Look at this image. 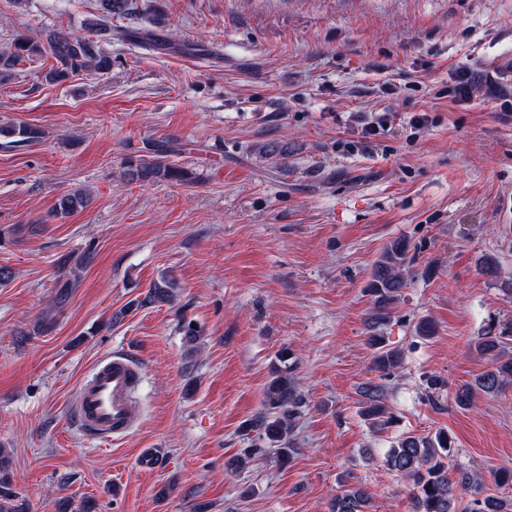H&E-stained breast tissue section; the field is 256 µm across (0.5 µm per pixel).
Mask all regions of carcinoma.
Returning a JSON list of instances; mask_svg holds the SVG:
<instances>
[{
  "instance_id": "carcinoma-1",
  "label": "carcinoma",
  "mask_w": 512,
  "mask_h": 512,
  "mask_svg": "<svg viewBox=\"0 0 512 512\" xmlns=\"http://www.w3.org/2000/svg\"><path fill=\"white\" fill-rule=\"evenodd\" d=\"M99 18L92 24L88 35L53 33L46 42L34 40L25 33L14 36L12 49L0 53V79L10 75L25 58L48 53L54 58L50 69L43 73L48 83H59L74 76H103L112 71V52L105 45L114 40H134L148 48L156 47L151 36L138 30L112 26V18L128 14L129 0H99ZM40 129L26 124H1L0 137L12 139L14 144L33 143L41 139ZM167 146L158 142L152 145L151 155H142L128 161L126 175L132 181L170 180L184 181L187 173L164 161ZM89 197L82 191H74L60 197L54 211L58 215H69L86 208ZM411 246L407 240H391L374 264L369 292L374 296L373 306L367 317L370 347L375 349L373 366L375 371L387 375L399 369L403 363V352L398 348L383 345V337L377 329L391 319L394 305L407 287L414 259L410 256ZM78 276L58 280L54 304L62 307L76 287ZM175 284L164 280L153 285L146 301L162 304L171 301ZM512 339V323L505 325L498 333L488 331L475 343L480 354L489 357L492 369L472 382L458 387L454 402L460 408L473 405L479 392L499 393L512 384V357L504 351L505 342ZM283 367L274 372L264 395L265 411L244 425V431H255L259 436L279 444L278 455L288 462L296 449L292 438L293 416L299 407L296 394L294 370L288 364V351L279 356ZM362 415L371 423L384 429L393 423L395 415L386 404L384 388L369 381L360 390ZM454 446L448 431L441 429L434 435L420 437L405 433L395 441L384 454V464L411 485L413 512H457L465 495H471L463 512H512V502L499 496L485 485L483 477L468 471H459L458 476L449 473L450 459ZM370 495L361 488L343 490L332 505V512H367Z\"/></svg>"
}]
</instances>
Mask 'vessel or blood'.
<instances>
[{
	"label": "vessel or blood",
	"mask_w": 512,
	"mask_h": 512,
	"mask_svg": "<svg viewBox=\"0 0 512 512\" xmlns=\"http://www.w3.org/2000/svg\"><path fill=\"white\" fill-rule=\"evenodd\" d=\"M142 377L140 365L124 353H115L97 364L84 379L73 403L83 432L109 443L124 437L141 423L142 412L134 396Z\"/></svg>",
	"instance_id": "vessel-or-blood-1"
}]
</instances>
